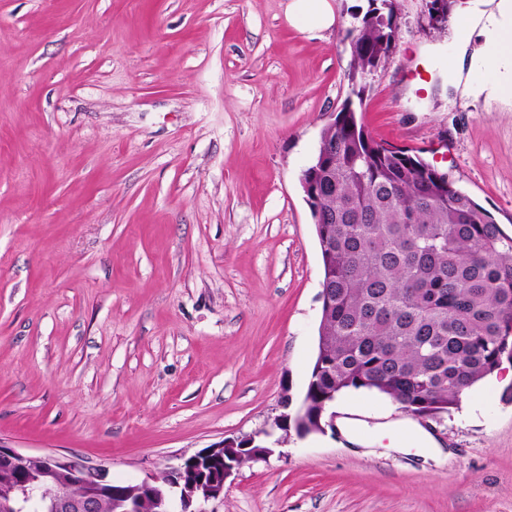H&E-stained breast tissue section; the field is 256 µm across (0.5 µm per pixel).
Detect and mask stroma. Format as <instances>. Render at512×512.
<instances>
[{
  "label": "stroma",
  "instance_id": "1",
  "mask_svg": "<svg viewBox=\"0 0 512 512\" xmlns=\"http://www.w3.org/2000/svg\"><path fill=\"white\" fill-rule=\"evenodd\" d=\"M287 0H0V444L163 477L227 438L275 431L318 351L323 263L300 184L350 96L334 0L309 33ZM388 58L364 79L378 142L451 173L512 235V94L448 72L456 6L392 0ZM475 417L393 449L412 417L348 391L289 431L211 512H512V368ZM367 437L355 450L341 422Z\"/></svg>",
  "mask_w": 512,
  "mask_h": 512
}]
</instances>
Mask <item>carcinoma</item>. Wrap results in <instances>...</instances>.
Masks as SVG:
<instances>
[{
    "label": "carcinoma",
    "mask_w": 512,
    "mask_h": 512,
    "mask_svg": "<svg viewBox=\"0 0 512 512\" xmlns=\"http://www.w3.org/2000/svg\"><path fill=\"white\" fill-rule=\"evenodd\" d=\"M395 31L374 8L348 32L357 98ZM321 139L303 175L313 177L329 304L294 429L314 431L322 403L352 390L417 416L449 414L512 361V236L449 173L370 138L352 101ZM40 479L48 497L64 485L60 474Z\"/></svg>",
    "instance_id": "1"
}]
</instances>
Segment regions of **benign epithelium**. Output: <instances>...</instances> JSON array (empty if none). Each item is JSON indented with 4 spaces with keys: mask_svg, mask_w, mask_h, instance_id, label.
I'll list each match as a JSON object with an SVG mask.
<instances>
[{
    "mask_svg": "<svg viewBox=\"0 0 512 512\" xmlns=\"http://www.w3.org/2000/svg\"><path fill=\"white\" fill-rule=\"evenodd\" d=\"M247 449L239 439H225L220 443L182 459L167 473L166 484L179 492L180 512H210L207 505L224 493L226 480L238 469L239 451ZM44 462L51 470L64 474L69 483L97 490L106 481L103 468L82 462L78 465L65 457L36 456L0 445V469L17 470L33 460ZM158 479L151 477L135 484V489L114 500L120 512H137V496L147 493L157 505L156 512H173L172 503L165 500L157 487ZM40 490L30 483L0 490V512H21L19 502L37 498ZM47 512H98V497L89 494L74 497L61 492Z\"/></svg>",
    "mask_w": 512,
    "mask_h": 512,
    "instance_id": "obj_1",
    "label": "benign epithelium"
}]
</instances>
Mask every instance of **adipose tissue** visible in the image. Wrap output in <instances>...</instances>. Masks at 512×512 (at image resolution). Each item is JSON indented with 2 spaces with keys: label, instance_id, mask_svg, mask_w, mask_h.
Returning <instances> with one entry per match:
<instances>
[{
  "label": "adipose tissue",
  "instance_id": "obj_1",
  "mask_svg": "<svg viewBox=\"0 0 512 512\" xmlns=\"http://www.w3.org/2000/svg\"><path fill=\"white\" fill-rule=\"evenodd\" d=\"M486 0H471L467 13L468 31L485 35L494 53L472 52L469 59L450 61V71L467 70L471 81L480 82L497 75L500 68L512 63V0H498L495 9L485 7ZM288 24L308 32L323 31L336 23L331 0H289L285 9Z\"/></svg>",
  "mask_w": 512,
  "mask_h": 512
}]
</instances>
